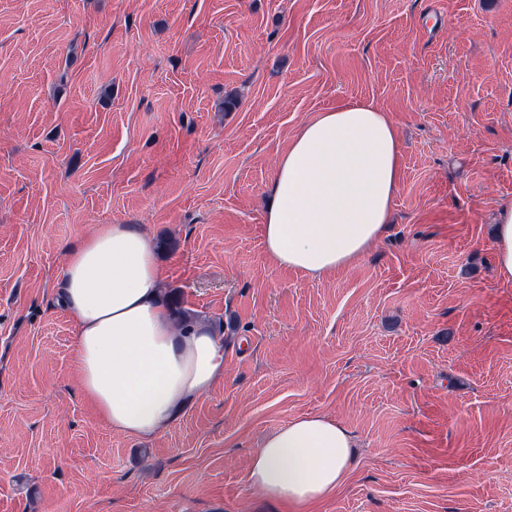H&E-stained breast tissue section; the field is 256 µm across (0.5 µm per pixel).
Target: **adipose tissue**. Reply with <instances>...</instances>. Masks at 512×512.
Segmentation results:
<instances>
[{
    "instance_id": "adipose-tissue-1",
    "label": "adipose tissue",
    "mask_w": 512,
    "mask_h": 512,
    "mask_svg": "<svg viewBox=\"0 0 512 512\" xmlns=\"http://www.w3.org/2000/svg\"><path fill=\"white\" fill-rule=\"evenodd\" d=\"M401 183L388 112L346 99L304 123L279 157L263 224L276 267L322 278L348 267L382 235ZM498 276L512 282V204L494 230ZM165 272L135 224H100L71 246L57 300L76 327L78 381L112 430L155 436L224 374V348L206 323L176 328L161 301ZM348 428L313 414L268 436L247 481L292 512L334 493L353 467Z\"/></svg>"
}]
</instances>
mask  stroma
<instances>
[{
	"label": "stroma",
	"instance_id": "1",
	"mask_svg": "<svg viewBox=\"0 0 512 512\" xmlns=\"http://www.w3.org/2000/svg\"><path fill=\"white\" fill-rule=\"evenodd\" d=\"M395 123L383 236L319 279L273 266L279 156L340 100ZM512 0H0V512H286L261 442L320 414L356 462L313 512H512ZM135 224L224 375L159 434L78 388L70 244ZM494 243L497 274L503 281L512 282V204L497 212Z\"/></svg>",
	"mask_w": 512,
	"mask_h": 512
}]
</instances>
